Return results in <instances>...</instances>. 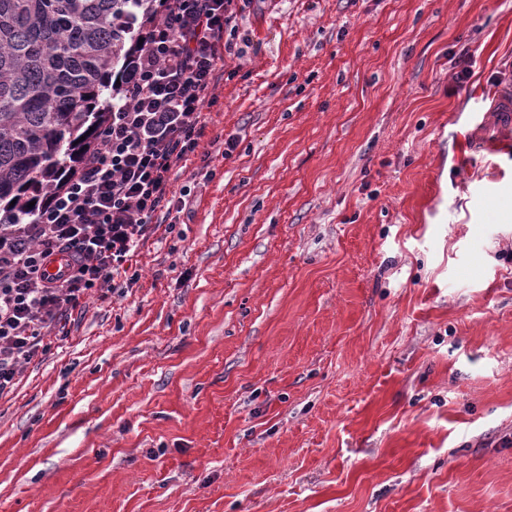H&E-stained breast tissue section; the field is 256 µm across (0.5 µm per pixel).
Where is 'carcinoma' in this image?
I'll use <instances>...</instances> for the list:
<instances>
[{
    "instance_id": "cac0c4a2",
    "label": "carcinoma",
    "mask_w": 512,
    "mask_h": 512,
    "mask_svg": "<svg viewBox=\"0 0 512 512\" xmlns=\"http://www.w3.org/2000/svg\"><path fill=\"white\" fill-rule=\"evenodd\" d=\"M164 0H0V225L27 224L109 124L113 69ZM34 206H29L30 202Z\"/></svg>"
}]
</instances>
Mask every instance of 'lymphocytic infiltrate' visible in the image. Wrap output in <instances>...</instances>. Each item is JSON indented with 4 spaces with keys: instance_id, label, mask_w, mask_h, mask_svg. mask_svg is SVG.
I'll list each match as a JSON object with an SVG mask.
<instances>
[{
    "instance_id": "obj_1",
    "label": "lymphocytic infiltrate",
    "mask_w": 512,
    "mask_h": 512,
    "mask_svg": "<svg viewBox=\"0 0 512 512\" xmlns=\"http://www.w3.org/2000/svg\"><path fill=\"white\" fill-rule=\"evenodd\" d=\"M242 10V0H170L151 18L78 175L49 191L32 222L0 225V396L46 354L69 311L127 274L153 215L170 201V171L199 145ZM58 254L67 268L48 276Z\"/></svg>"
}]
</instances>
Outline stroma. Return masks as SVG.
<instances>
[{
    "instance_id": "35a3bbf8",
    "label": "stroma",
    "mask_w": 512,
    "mask_h": 512,
    "mask_svg": "<svg viewBox=\"0 0 512 512\" xmlns=\"http://www.w3.org/2000/svg\"><path fill=\"white\" fill-rule=\"evenodd\" d=\"M237 43L139 280L0 397V512H512V0H248ZM512 99L510 95L500 96L494 108L486 113L482 123L484 134L478 138L480 148L491 149L502 134L512 133Z\"/></svg>"
}]
</instances>
